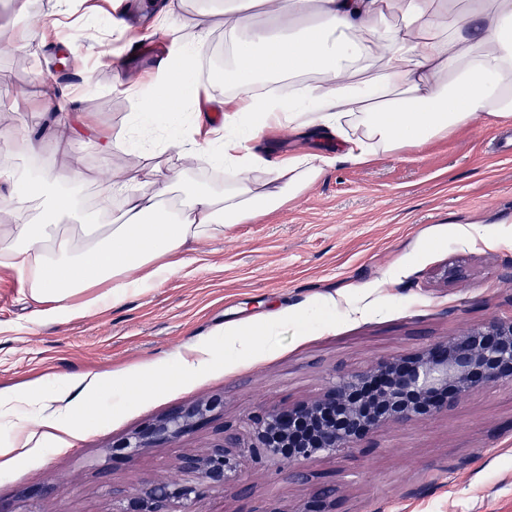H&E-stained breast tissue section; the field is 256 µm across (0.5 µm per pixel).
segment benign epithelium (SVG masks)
<instances>
[{
    "mask_svg": "<svg viewBox=\"0 0 512 512\" xmlns=\"http://www.w3.org/2000/svg\"><path fill=\"white\" fill-rule=\"evenodd\" d=\"M512 382V320L492 319L455 336L434 340L420 350L365 371L339 375L319 398L288 408L260 410L249 417L251 452L260 463L286 459L287 478L302 479L293 467L301 459L354 452L369 435L395 423L429 418L472 393ZM215 408V402L189 405L158 420L145 436L123 443L142 448L144 439L173 440L193 432ZM235 430L224 427L221 442L203 455H185L183 482L158 484L130 495L117 512H204L207 490L239 478L230 448ZM336 486L324 485L302 512H329Z\"/></svg>",
    "mask_w": 512,
    "mask_h": 512,
    "instance_id": "benign-epithelium-1",
    "label": "benign epithelium"
}]
</instances>
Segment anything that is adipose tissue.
<instances>
[{
    "label": "adipose tissue",
    "instance_id": "adipose-tissue-1",
    "mask_svg": "<svg viewBox=\"0 0 512 512\" xmlns=\"http://www.w3.org/2000/svg\"><path fill=\"white\" fill-rule=\"evenodd\" d=\"M13 2L29 23L1 42L0 52L24 67L31 47L48 45L50 36L32 0ZM395 10L399 22L385 24ZM199 15L224 28V84L231 92L210 102L223 111L224 123L202 136L208 116L195 111L192 125L168 130L165 147L175 164L151 166L144 184L113 175L109 191L121 201L111 223H62L75 203L53 189L78 179L77 155L27 180L0 167V196L10 217L7 232H0V267L13 271L37 302L36 320L82 316L164 278L184 265L188 244L280 210L335 159L363 164L449 135L478 114L491 124L512 121V0H207ZM199 62L198 51H182L158 70L148 93L139 91L136 77L123 78L137 98L133 134L196 101ZM304 74L316 80L295 99L256 90L259 81ZM268 129L308 131L336 141L338 151L268 159L250 147ZM184 160L223 168V194L199 191L185 206L169 205ZM99 285L104 293L86 298ZM79 294L83 302L74 303ZM160 384L154 375L133 382L87 375L0 390V430L10 435L0 443V470L19 452L40 449L43 437L68 446L104 388L138 396Z\"/></svg>",
    "mask_w": 512,
    "mask_h": 512
}]
</instances>
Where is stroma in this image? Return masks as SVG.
<instances>
[{
	"mask_svg": "<svg viewBox=\"0 0 512 512\" xmlns=\"http://www.w3.org/2000/svg\"><path fill=\"white\" fill-rule=\"evenodd\" d=\"M55 2L34 0L33 7L68 30L72 45L41 48L23 70L0 54V103L13 105L40 141L38 154L10 152L9 134L0 130V163L33 175L64 155L53 120L74 118L66 99L56 117L42 112L36 93L43 82L76 83L79 107L116 137L135 106L115 82V64L145 75L150 56L196 41L191 8L160 24L144 0H133L155 30L133 52L114 40L110 8L91 13L86 0H75L64 17ZM18 86L29 89V101L14 102ZM253 146L273 158L336 152L331 140L285 130L264 132ZM76 148L84 178L61 189L83 209L68 221L110 223L95 211L107 173L121 167L143 182L147 171L124 166L94 140ZM467 225L476 242L459 238L458 227ZM186 258L146 289L47 324L34 322V302L14 273L0 269V390L102 373L162 374L185 346L216 347L211 370L169 380L156 393L130 399L102 391L69 446L21 455L0 470L1 505L17 512L21 493L35 489L41 512H112L120 494L181 480L180 456L205 454L230 425L251 490H209L204 512H302L328 481L336 485L332 512H512L510 383L431 419L387 426L353 455L302 461L301 482L285 478L287 462H254L244 422L265 407L315 399L337 375L512 316L511 123L491 125L478 115L450 135L369 164L335 163L284 209L189 244ZM354 304L360 313H350ZM273 313L274 333L262 335ZM212 400V419L190 435L124 449L126 439L171 411Z\"/></svg>",
	"mask_w": 512,
	"mask_h": 512,
	"instance_id": "1",
	"label": "stroma"
}]
</instances>
